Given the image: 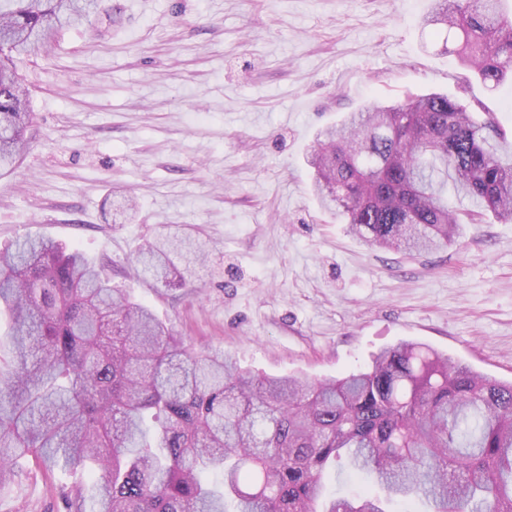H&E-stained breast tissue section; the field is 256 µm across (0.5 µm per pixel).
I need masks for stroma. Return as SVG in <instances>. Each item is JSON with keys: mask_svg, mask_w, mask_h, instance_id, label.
Masks as SVG:
<instances>
[{"mask_svg": "<svg viewBox=\"0 0 512 512\" xmlns=\"http://www.w3.org/2000/svg\"><path fill=\"white\" fill-rule=\"evenodd\" d=\"M430 5L149 0L63 31L20 65L31 149L0 176V249L30 233L123 267L145 240L189 234L212 251L184 286L132 288L195 347L317 380L413 340L512 381V223L406 255L370 248L310 193L307 146L371 99L465 89L512 135V86H462L422 31ZM55 484L23 468L0 512H58Z\"/></svg>", "mask_w": 512, "mask_h": 512, "instance_id": "1", "label": "stroma"}]
</instances>
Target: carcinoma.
<instances>
[{
    "mask_svg": "<svg viewBox=\"0 0 512 512\" xmlns=\"http://www.w3.org/2000/svg\"><path fill=\"white\" fill-rule=\"evenodd\" d=\"M503 0H433L423 26L488 91L512 82ZM101 0H0V176L29 147L24 56L47 53ZM319 205L370 245L426 252L458 242L448 187L470 224L512 223V141L482 101L445 93L371 100L325 128L305 156ZM206 244L144 242L135 276L167 287ZM0 314L13 359L0 370V491L20 464L58 476L62 512H512V381L403 341L371 364L311 383L243 371L186 343L132 289L77 248L25 235L0 250ZM341 459L368 477L356 497L324 476Z\"/></svg>",
    "mask_w": 512,
    "mask_h": 512,
    "instance_id": "obj_1",
    "label": "carcinoma"
}]
</instances>
